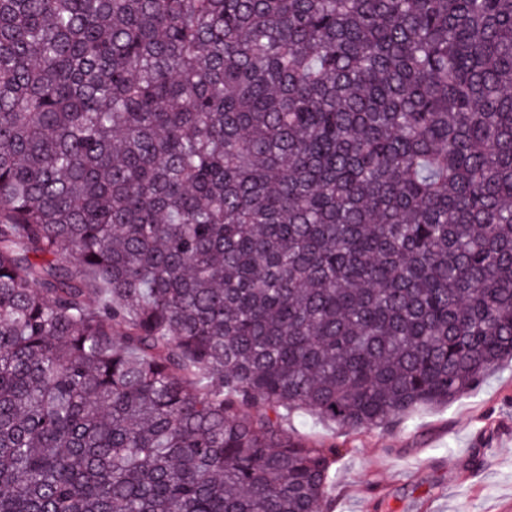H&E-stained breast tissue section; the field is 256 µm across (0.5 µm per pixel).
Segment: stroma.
Wrapping results in <instances>:
<instances>
[{
  "label": "stroma",
  "mask_w": 512,
  "mask_h": 512,
  "mask_svg": "<svg viewBox=\"0 0 512 512\" xmlns=\"http://www.w3.org/2000/svg\"><path fill=\"white\" fill-rule=\"evenodd\" d=\"M293 431L335 439L332 512H512V360L474 390L392 431L351 437L304 412Z\"/></svg>",
  "instance_id": "35a3bbf8"
}]
</instances>
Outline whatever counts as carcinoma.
Returning a JSON list of instances; mask_svg holds the SVG:
<instances>
[{
    "label": "carcinoma",
    "mask_w": 512,
    "mask_h": 512,
    "mask_svg": "<svg viewBox=\"0 0 512 512\" xmlns=\"http://www.w3.org/2000/svg\"><path fill=\"white\" fill-rule=\"evenodd\" d=\"M510 357L512 0H0V512H327L289 412Z\"/></svg>",
    "instance_id": "1"
}]
</instances>
